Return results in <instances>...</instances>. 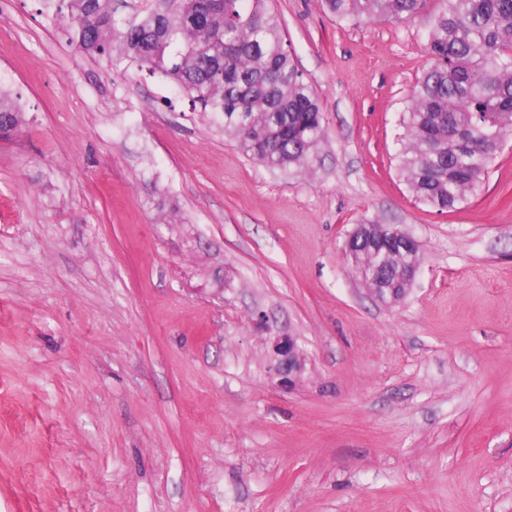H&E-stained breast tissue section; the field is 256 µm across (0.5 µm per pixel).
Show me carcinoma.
I'll return each mask as SVG.
<instances>
[{"instance_id":"cac0c4a2","label":"carcinoma","mask_w":512,"mask_h":512,"mask_svg":"<svg viewBox=\"0 0 512 512\" xmlns=\"http://www.w3.org/2000/svg\"><path fill=\"white\" fill-rule=\"evenodd\" d=\"M71 43L113 67L176 85L245 155L306 173L323 133L320 102L284 43L270 0H40ZM324 0L355 24L421 19L431 66L402 113L400 172L419 201L447 211L481 192L512 134V0ZM22 119L0 90V137Z\"/></svg>"}]
</instances>
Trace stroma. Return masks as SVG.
Masks as SVG:
<instances>
[{
	"label": "stroma",
	"instance_id": "1",
	"mask_svg": "<svg viewBox=\"0 0 512 512\" xmlns=\"http://www.w3.org/2000/svg\"><path fill=\"white\" fill-rule=\"evenodd\" d=\"M272 6L324 114L305 174L0 0V512H512V136L479 195L416 201L421 25ZM372 222L419 245L399 298L345 257ZM0 137H8L17 128L22 119L20 106L8 94L0 90ZM276 350L278 355L281 357V369H279V372L284 374L288 373V383H290L292 381L290 376L293 372H297L301 367L295 342L288 337V339L278 343Z\"/></svg>",
	"mask_w": 512,
	"mask_h": 512
}]
</instances>
